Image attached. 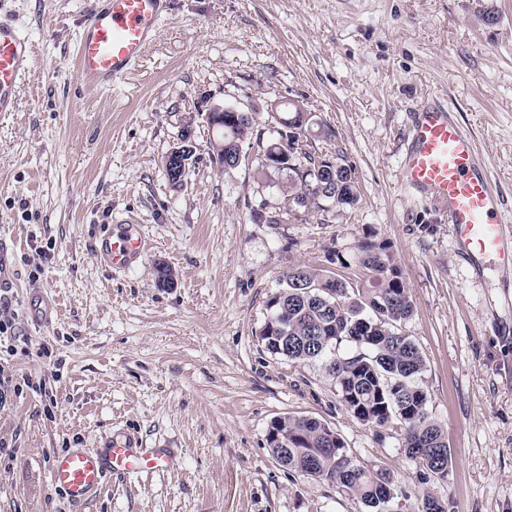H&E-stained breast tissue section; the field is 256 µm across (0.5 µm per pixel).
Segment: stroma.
<instances>
[{
  "label": "stroma",
  "instance_id": "1",
  "mask_svg": "<svg viewBox=\"0 0 512 512\" xmlns=\"http://www.w3.org/2000/svg\"><path fill=\"white\" fill-rule=\"evenodd\" d=\"M92 0H12L35 46L18 108L0 114V320H12L13 378L0 392V512H359L335 484L289 472L268 450L275 418L309 415L350 453L381 465L418 502L398 423L361 424L322 363L272 356L268 302L298 266L361 277L359 246L389 244L415 301L405 333L426 360L428 411L448 435L455 512H512V271L475 278L450 224L397 180L409 113L433 96L470 131L512 204V0H176L138 66L83 88L74 47ZM493 13L495 22L484 21ZM295 100L335 131L359 201L329 223L271 224L284 173L243 145L232 171L211 164V104ZM190 128L197 161L180 188L164 159ZM134 216L152 242L114 273L95 238ZM342 261H330V252ZM176 274L159 287L157 263ZM44 297L48 321L28 301ZM52 380L56 406L26 387ZM179 448L175 471L115 478L81 509L50 480L55 453L112 433Z\"/></svg>",
  "mask_w": 512,
  "mask_h": 512
}]
</instances>
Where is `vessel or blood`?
I'll list each match as a JSON object with an SVG mask.
<instances>
[{"label": "vessel or blood", "mask_w": 512, "mask_h": 512, "mask_svg": "<svg viewBox=\"0 0 512 512\" xmlns=\"http://www.w3.org/2000/svg\"><path fill=\"white\" fill-rule=\"evenodd\" d=\"M174 0H96L82 21L76 47L82 87H112L142 57L169 16ZM36 71L33 44L10 14L0 15V112L14 111L21 82ZM403 186L432 202L452 226L454 250L483 277L485 270L512 269V217L471 133L443 104L422 101L411 116L401 147ZM148 241L134 218L118 232L100 236L96 252L112 270L137 263ZM170 448H143L132 434L108 437L100 448H70L53 456L51 483L72 503L96 495L108 477L174 470Z\"/></svg>", "instance_id": "1"}]
</instances>
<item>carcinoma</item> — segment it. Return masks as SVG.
Returning a JSON list of instances; mask_svg holds the SVG:
<instances>
[{"instance_id":"1","label":"carcinoma","mask_w":512,"mask_h":512,"mask_svg":"<svg viewBox=\"0 0 512 512\" xmlns=\"http://www.w3.org/2000/svg\"><path fill=\"white\" fill-rule=\"evenodd\" d=\"M300 105L290 102L283 112H270L271 138L263 145L261 168L288 174V204L270 224L302 221L301 208L325 211L357 202L356 171L344 152L323 150L321 162L300 147L301 136L318 130L328 144L334 131L317 115L299 124ZM216 132L209 141L211 160L224 165L235 146L261 140L262 129L253 112L206 113ZM357 260L363 275L355 281L332 272L296 267L268 303L269 314L260 331L266 350L290 361L317 360L336 384L345 409L365 425L384 427L397 421L404 430L403 448L417 467V512H454L452 498L431 492L429 484L448 477L452 462L448 437L428 412V396L417 385L426 371L416 342L402 331L415 312V303L388 246L364 242ZM266 436L272 456L284 468L310 479L331 482L357 500L361 512H397L395 481L384 467L368 466L354 457L343 438L328 424L305 415H285L271 422Z\"/></svg>"}]
</instances>
